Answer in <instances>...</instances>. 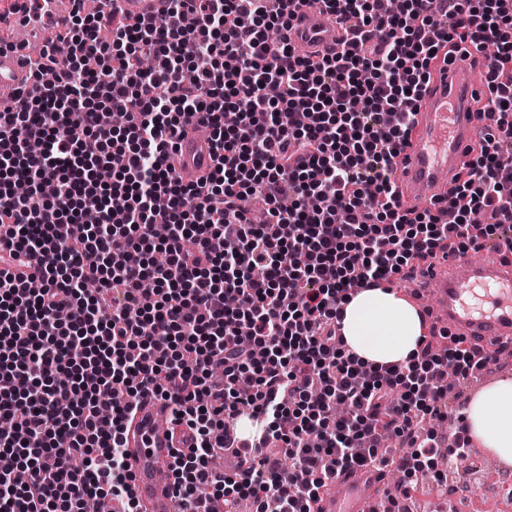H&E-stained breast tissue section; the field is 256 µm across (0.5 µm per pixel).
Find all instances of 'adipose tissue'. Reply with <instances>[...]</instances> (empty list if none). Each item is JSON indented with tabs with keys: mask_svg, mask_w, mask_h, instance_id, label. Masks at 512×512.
Returning a JSON list of instances; mask_svg holds the SVG:
<instances>
[{
	"mask_svg": "<svg viewBox=\"0 0 512 512\" xmlns=\"http://www.w3.org/2000/svg\"><path fill=\"white\" fill-rule=\"evenodd\" d=\"M423 331L419 310L382 285L358 289L343 306L347 349L373 367L406 363L417 353ZM465 421L483 448L512 464V379L496 381L473 398Z\"/></svg>",
	"mask_w": 512,
	"mask_h": 512,
	"instance_id": "obj_1",
	"label": "adipose tissue"
}]
</instances>
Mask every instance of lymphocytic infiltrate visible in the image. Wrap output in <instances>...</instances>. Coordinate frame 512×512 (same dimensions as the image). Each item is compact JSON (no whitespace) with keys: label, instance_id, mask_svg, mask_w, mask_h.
Listing matches in <instances>:
<instances>
[{"label":"lymphocytic infiltrate","instance_id":"lymphocytic-infiltrate-1","mask_svg":"<svg viewBox=\"0 0 512 512\" xmlns=\"http://www.w3.org/2000/svg\"><path fill=\"white\" fill-rule=\"evenodd\" d=\"M316 2L350 35L314 60L270 0H168L157 19L77 0L43 38L34 88L0 101V255L38 260L28 278L0 271V411L17 427L0 433V512L96 498L139 512L122 431L148 390L196 436L170 469L186 505L210 489L225 512L271 498L315 512L346 467L396 465L405 497L435 470L439 436L421 424L447 419L449 378L489 357L462 336L439 354L426 336L414 359L371 369L346 357L340 318L351 287L512 224V0ZM440 42L496 45L482 64L490 126L445 208L403 212L393 173ZM197 120L214 161L200 188L168 161ZM18 181L32 187L21 199ZM481 209L493 224L469 223ZM244 413L262 432L236 472L214 474L227 449L214 433ZM393 435L409 445L397 458L380 451Z\"/></svg>","mask_w":512,"mask_h":512}]
</instances>
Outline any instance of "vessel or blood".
Wrapping results in <instances>:
<instances>
[{
	"label": "vessel or blood",
	"instance_id": "vessel-or-blood-1",
	"mask_svg": "<svg viewBox=\"0 0 512 512\" xmlns=\"http://www.w3.org/2000/svg\"><path fill=\"white\" fill-rule=\"evenodd\" d=\"M119 12L132 17H159L166 0H116ZM287 37L292 45L310 53L334 54L345 36L338 18L318 5L294 0ZM480 55L461 44L451 62L438 63L426 91L415 105V125L400 155L396 185L402 210L441 205L454 176L471 157V148L484 126L477 105L481 87L475 81ZM27 66L11 52L0 53V87L31 86ZM179 174L194 184L213 170L208 138L189 131L178 143ZM500 244L484 261L472 263L467 255H449L443 265L421 267L415 283L435 286L439 302L431 323L449 329L495 354L512 340V264L503 256L511 251ZM169 403L153 394L140 397L125 422L123 443L133 475L132 492L142 512H181V504L168 471L176 449L192 444L189 435L173 433L167 421ZM341 493L321 495L317 512H374L385 487L383 472L368 466L342 472L337 478Z\"/></svg>",
	"mask_w": 512,
	"mask_h": 512
}]
</instances>
